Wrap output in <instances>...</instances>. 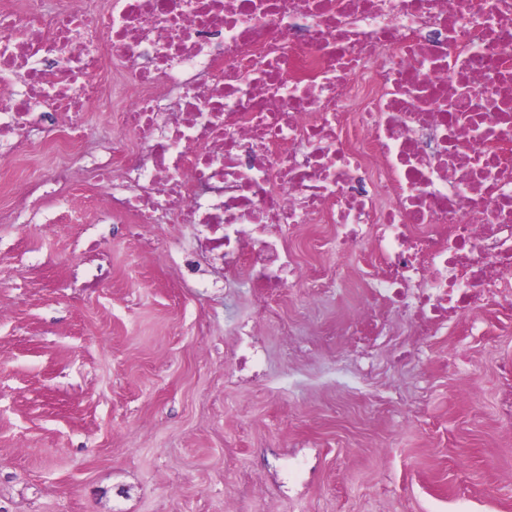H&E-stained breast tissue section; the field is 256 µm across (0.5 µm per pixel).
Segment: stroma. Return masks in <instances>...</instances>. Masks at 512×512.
Listing matches in <instances>:
<instances>
[{"mask_svg":"<svg viewBox=\"0 0 512 512\" xmlns=\"http://www.w3.org/2000/svg\"><path fill=\"white\" fill-rule=\"evenodd\" d=\"M84 207L0 223V512H512V427L497 410L511 317L476 312L477 335L458 320L400 368L408 330L393 328L343 393L338 329L365 290L307 301L287 288L265 375L241 384L224 349L258 315L254 288L185 287L164 252L129 225L80 222ZM77 239L108 255L103 287H75L93 262ZM292 337L303 361L288 357ZM390 387L423 398L424 423L402 402L373 407ZM294 447L316 471L287 494L275 477Z\"/></svg>","mask_w":512,"mask_h":512,"instance_id":"obj_1","label":"stroma"}]
</instances>
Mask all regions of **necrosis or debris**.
I'll list each match as a JSON object with an SVG mask.
<instances>
[{"label":"necrosis or debris","mask_w":512,"mask_h":512,"mask_svg":"<svg viewBox=\"0 0 512 512\" xmlns=\"http://www.w3.org/2000/svg\"><path fill=\"white\" fill-rule=\"evenodd\" d=\"M104 119L97 220L190 229L191 268L247 277L258 308L312 299L284 241L331 224L365 253L359 325L415 340L476 311L512 314V0H0V156L61 158L10 189L0 223L75 184L74 146ZM263 326L240 325L238 373L260 374Z\"/></svg>","instance_id":"1"}]
</instances>
